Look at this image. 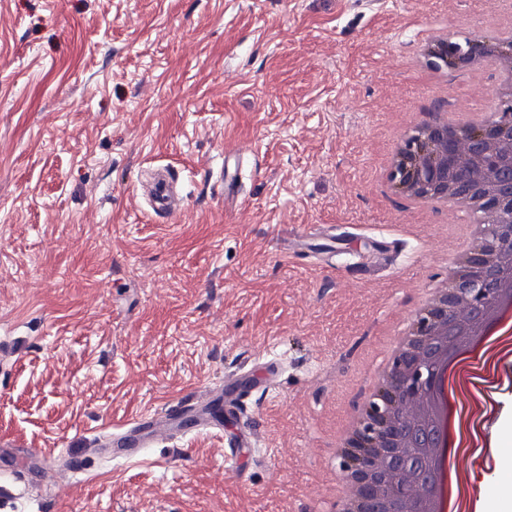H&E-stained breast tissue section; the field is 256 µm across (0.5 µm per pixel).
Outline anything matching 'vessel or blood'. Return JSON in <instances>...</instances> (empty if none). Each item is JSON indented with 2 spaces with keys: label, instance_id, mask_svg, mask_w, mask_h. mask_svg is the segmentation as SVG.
I'll return each mask as SVG.
<instances>
[{
  "label": "vessel or blood",
  "instance_id": "b4317fda",
  "mask_svg": "<svg viewBox=\"0 0 512 512\" xmlns=\"http://www.w3.org/2000/svg\"><path fill=\"white\" fill-rule=\"evenodd\" d=\"M174 181L173 172L167 168L154 177L150 204L156 213L171 214L178 209ZM277 369L276 359L259 362L245 377L246 389H237L234 381L230 380L203 394H190L177 405L141 415L132 422L113 428L99 446L110 449L112 459L136 462L143 458L146 449L154 447L163 438L201 430H223L225 409L242 405L253 392L268 390ZM42 461L40 451L33 449L21 455L16 452L13 442L0 440V501L5 503L14 497L11 476L37 469Z\"/></svg>",
  "mask_w": 512,
  "mask_h": 512
}]
</instances>
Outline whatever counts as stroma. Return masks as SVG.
Returning <instances> with one entry per match:
<instances>
[{"label": "stroma", "mask_w": 512, "mask_h": 512, "mask_svg": "<svg viewBox=\"0 0 512 512\" xmlns=\"http://www.w3.org/2000/svg\"><path fill=\"white\" fill-rule=\"evenodd\" d=\"M446 18L479 40L495 0H0V436L56 474L27 475L8 512H310L385 327L461 241L460 217L412 209L382 170L409 126L488 90L487 73L435 88L413 69ZM228 148L244 152L230 204ZM164 165L170 215L140 189ZM271 350L276 388L238 420L243 475L205 431L68 475L88 438ZM457 466L512 486L495 449Z\"/></svg>", "instance_id": "obj_1"}]
</instances>
